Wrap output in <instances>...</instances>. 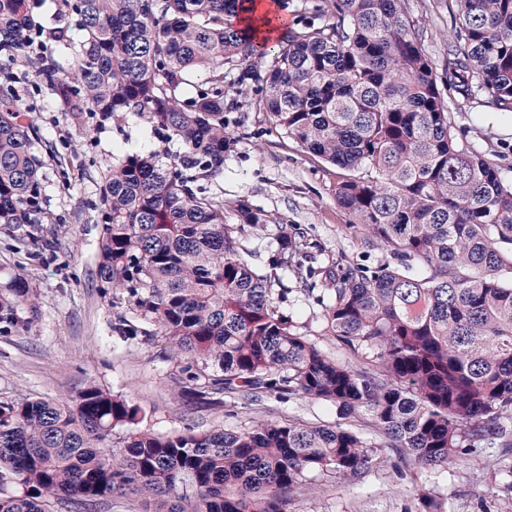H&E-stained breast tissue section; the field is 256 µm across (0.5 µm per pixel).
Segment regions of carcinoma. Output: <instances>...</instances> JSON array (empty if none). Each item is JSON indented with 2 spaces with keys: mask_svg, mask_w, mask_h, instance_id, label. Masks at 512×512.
Here are the masks:
<instances>
[{
  "mask_svg": "<svg viewBox=\"0 0 512 512\" xmlns=\"http://www.w3.org/2000/svg\"><path fill=\"white\" fill-rule=\"evenodd\" d=\"M80 18L32 27L29 0H0V224L49 219L34 127L17 106L10 66L45 78L65 111L100 123L134 114L174 156L112 155L100 185L97 275L113 330L143 336L203 401L249 403L300 392L369 423L402 459L430 470L497 448L512 452V180L458 138L443 91L512 113V0H456L441 70L406 0H304L272 60L239 19L245 0H61ZM329 20L317 25L324 17ZM67 57L66 66L54 55ZM233 76L235 98L224 95ZM256 96L275 130L343 169L336 204L367 244L425 268L356 266L315 296L327 353L280 309L288 257L281 226L257 271L240 236L268 216L207 184L224 174L225 114ZM38 311L19 275L0 294V322ZM142 408L94 382L70 401H0V512H52L77 496L86 512L113 499L134 512H288L310 475L355 484L384 462L351 428L261 421L239 431L163 436ZM191 487L193 494L181 492ZM22 492H16V489Z\"/></svg>",
  "mask_w": 512,
  "mask_h": 512,
  "instance_id": "carcinoma-1",
  "label": "carcinoma"
}]
</instances>
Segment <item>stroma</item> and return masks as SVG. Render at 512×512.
Segmentation results:
<instances>
[{
	"mask_svg": "<svg viewBox=\"0 0 512 512\" xmlns=\"http://www.w3.org/2000/svg\"><path fill=\"white\" fill-rule=\"evenodd\" d=\"M411 17L427 32L425 49L441 65L454 24V0H407ZM24 78L17 100L27 121L52 142L44 157L43 204L55 218L16 230L0 224V276L20 275L38 294V314L21 312V326L0 323V401L16 398H71L94 382L112 393L134 398L146 410L143 428L161 435L215 428L240 430L261 420H292L307 425H339L370 434L369 424L342 418L335 406L295 395L288 401L266 396L262 405L243 402L206 405L192 400L179 384L181 365L164 360L157 345L127 339L112 331L114 311L99 289L97 254L102 229L100 179L113 154L161 147L141 118L127 114L98 125L94 116L73 120L47 83L17 62ZM244 124H229L234 145L224 174L210 182L224 199L227 223H236L235 205L243 200L273 219L266 230L240 238L246 258L263 267L277 225L301 238L319 266L344 270L375 266L384 252L366 246L364 225L349 223L337 206L335 189L344 173L305 152L275 131L258 100L241 108ZM454 121L464 142L496 163L512 179V114L477 102L459 105ZM281 310L297 326L315 330L321 308L305 297L295 276ZM383 465L356 484L315 476L288 493V512H423L417 493L430 490L442 512H497L493 491L512 456H478L436 473L415 464L396 468V454L382 448Z\"/></svg>",
	"mask_w": 512,
	"mask_h": 512,
	"instance_id": "1",
	"label": "stroma"
}]
</instances>
